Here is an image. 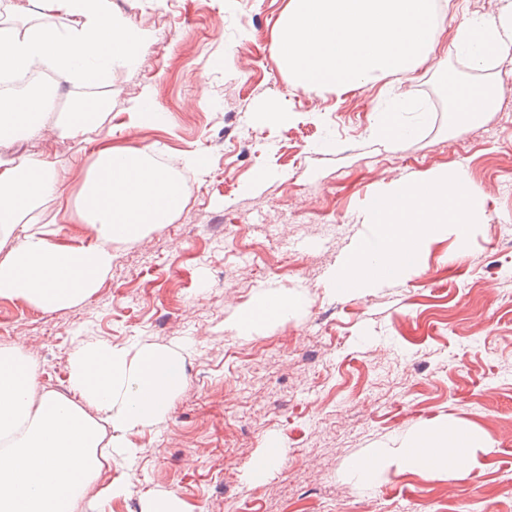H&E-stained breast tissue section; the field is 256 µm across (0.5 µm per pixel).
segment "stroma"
Wrapping results in <instances>:
<instances>
[{"mask_svg": "<svg viewBox=\"0 0 512 512\" xmlns=\"http://www.w3.org/2000/svg\"><path fill=\"white\" fill-rule=\"evenodd\" d=\"M111 2L149 31L153 51L141 67L113 62L94 85L54 78L47 121L104 99L112 131L98 141L149 147L186 205L172 223L113 244L112 271L86 301L41 312L0 300V344L30 347L42 386L61 394L85 342L182 354L186 384L169 414L138 435V453L112 451L111 477L127 487L112 512H145L149 495L166 492L184 512H512V247L499 230L512 225L502 189L512 175V81L492 73L500 104L467 124L455 122L454 89L441 84L451 70L473 83L453 35L465 19L497 15L502 0H447L429 62L341 95L296 89L279 63L287 0ZM148 88L163 120L132 126L127 108ZM397 91L410 98L403 121L429 102L437 111L420 136L393 146L370 131ZM266 104L273 112L254 122ZM97 143L50 133L0 147V159L45 152L70 164L62 196L32 216L74 245L86 244L85 228L65 218ZM193 156L205 157L204 170L189 165ZM458 167L485 198L468 240L447 229L417 271L337 294L334 275L370 232V197ZM265 293L301 306L239 334L236 317ZM432 422L490 435L470 478L393 473L370 490L349 477L352 456ZM272 437L282 460L252 486V459Z\"/></svg>", "mask_w": 512, "mask_h": 512, "instance_id": "stroma-1", "label": "stroma"}]
</instances>
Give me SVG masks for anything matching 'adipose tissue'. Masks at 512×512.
Segmentation results:
<instances>
[{
	"mask_svg": "<svg viewBox=\"0 0 512 512\" xmlns=\"http://www.w3.org/2000/svg\"><path fill=\"white\" fill-rule=\"evenodd\" d=\"M36 15H68V29L25 22L0 23V72L50 68L65 79L102 80L113 61L137 66L126 19L111 0H31ZM454 44L472 46L470 63L512 54V0L497 19L480 17L458 26ZM499 88H465L454 114L469 122L494 111ZM53 96L0 90V145L45 135L44 118ZM144 148L101 145L90 157L76 217L87 224L89 242L71 246L30 224L34 205L62 194L55 162L32 153L0 159V299L20 300L45 312L87 300L112 269V245L140 238L151 227L171 223L184 208L180 187L151 165ZM285 296L262 298L240 312L235 324L251 333L260 323L287 316L296 307ZM31 351L20 343L0 346V512H112L126 486L102 480L112 451H137L141 430L169 413L185 386L181 356L140 350L136 357L104 343H83L70 356L69 395L39 388ZM491 445L477 431L433 425L405 434L398 451L377 448L352 457L348 471L374 488L389 468L431 475L471 477L476 451Z\"/></svg>",
	"mask_w": 512,
	"mask_h": 512,
	"instance_id": "ef3b65f1",
	"label": "adipose tissue"
}]
</instances>
